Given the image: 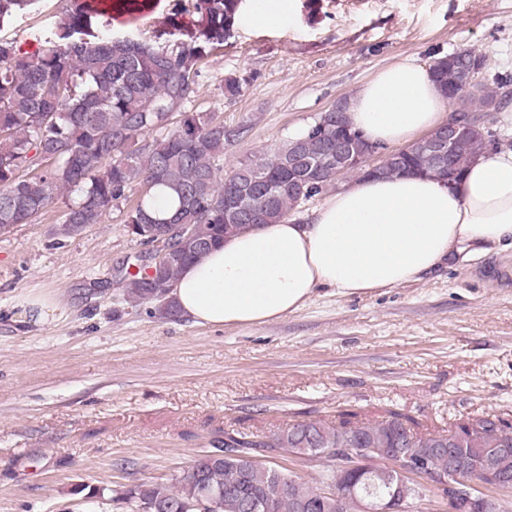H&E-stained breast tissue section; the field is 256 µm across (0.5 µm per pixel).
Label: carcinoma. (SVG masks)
Segmentation results:
<instances>
[{"instance_id":"1","label":"carcinoma","mask_w":512,"mask_h":512,"mask_svg":"<svg viewBox=\"0 0 512 512\" xmlns=\"http://www.w3.org/2000/svg\"><path fill=\"white\" fill-rule=\"evenodd\" d=\"M40 2L0 0V26ZM194 7L207 17L200 40L154 44L134 34L114 35L108 16L90 0H69L54 29L32 34L37 42L33 53L14 39L0 38V231L36 222L59 196L74 193L77 198L62 214L61 245L126 205L131 191L151 184L135 206L123 211L124 223L148 230L137 239L139 245L150 244L152 232L169 224L188 225L200 244L182 251L152 278L141 269L126 272L118 282L125 302L153 303L162 319L179 316L171 290L191 260L246 229L287 220L301 203L335 183L327 176L304 198L288 188V156L299 149L309 159L321 157L322 146L336 141L334 122L309 128L224 175L230 146L224 126H213L207 114L186 107L197 96L204 59L234 26L237 0H198ZM477 58L465 49L435 59L432 73L443 95H448V64L458 69ZM169 112L184 119L164 125ZM494 144L488 130L461 141L451 170L414 145L393 153L377 173L419 172L448 184ZM263 177L276 188L240 197L250 222L224 211L225 196ZM157 196L167 200V209L154 207ZM455 434L462 436L457 451L467 462L491 460L488 481L512 485L511 414L475 412L446 430L423 432L393 413L381 421L335 425L303 420L261 437L229 433L238 445L235 453H224L221 440L171 482L143 481L119 493L115 502L129 512H202L204 504L212 505L207 512H360V502L380 504L396 492L410 506L438 495V489L399 486L397 471L382 451L398 448L402 456L424 458L430 468L446 474L448 451L439 444ZM344 446L370 448L379 463L347 477L354 493L331 499L324 491L336 483ZM256 448L270 449L274 459L288 457L290 450L310 454L321 448L330 454L317 459L307 482L274 461H250Z\"/></svg>"}]
</instances>
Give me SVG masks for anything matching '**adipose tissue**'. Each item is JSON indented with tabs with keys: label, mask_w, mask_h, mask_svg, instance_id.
Returning a JSON list of instances; mask_svg holds the SVG:
<instances>
[{
	"label": "adipose tissue",
	"mask_w": 512,
	"mask_h": 512,
	"mask_svg": "<svg viewBox=\"0 0 512 512\" xmlns=\"http://www.w3.org/2000/svg\"><path fill=\"white\" fill-rule=\"evenodd\" d=\"M447 101L428 66L379 70L348 101L371 142L408 147L444 123ZM512 250V149L482 154L446 185L409 173L363 176L329 195L310 223L263 224L186 266L172 294L194 324L245 328L282 319L317 291L371 295L445 262Z\"/></svg>",
	"instance_id": "adipose-tissue-1"
}]
</instances>
